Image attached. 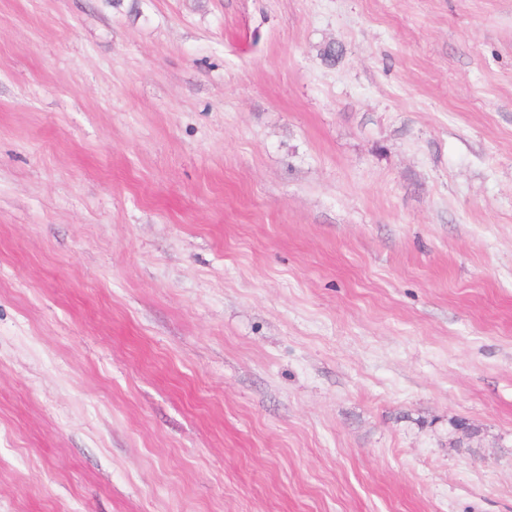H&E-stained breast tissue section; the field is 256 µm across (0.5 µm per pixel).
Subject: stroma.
<instances>
[{"label": "stroma", "mask_w": 512, "mask_h": 512, "mask_svg": "<svg viewBox=\"0 0 512 512\" xmlns=\"http://www.w3.org/2000/svg\"><path fill=\"white\" fill-rule=\"evenodd\" d=\"M0 512H512V0H0Z\"/></svg>", "instance_id": "1"}]
</instances>
